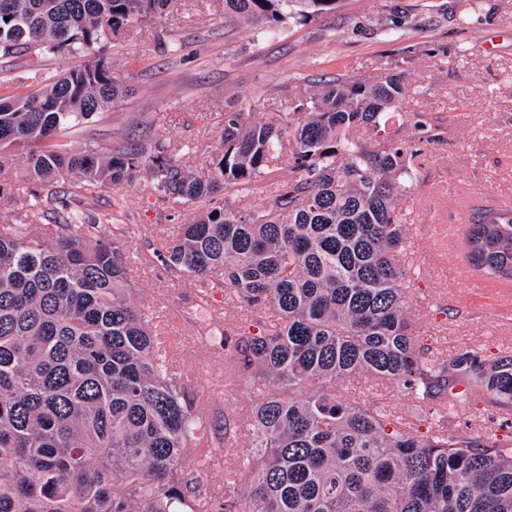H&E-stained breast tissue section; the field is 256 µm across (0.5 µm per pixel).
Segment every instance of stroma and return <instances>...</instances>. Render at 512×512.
Here are the masks:
<instances>
[{
    "label": "stroma",
    "instance_id": "stroma-1",
    "mask_svg": "<svg viewBox=\"0 0 512 512\" xmlns=\"http://www.w3.org/2000/svg\"><path fill=\"white\" fill-rule=\"evenodd\" d=\"M102 55L113 82L132 93L68 130L66 150L171 142L199 177L220 148L225 113L291 128L297 104L339 75L374 82L403 74L410 90L382 119L380 136L410 140L411 112L436 121V138L417 159V182L396 198L408 226L407 288L419 340L448 355L512 349V314L497 308L512 295L496 284L473 287L453 236L473 208L512 205V0H340L336 11L273 35L225 19L222 0H176ZM83 206L105 215L103 234L127 251L140 301L178 345L176 368L223 413L230 378L214 329L249 331L260 316L228 298L203 302L194 277L154 255L207 201L159 203L141 176Z\"/></svg>",
    "mask_w": 512,
    "mask_h": 512
}]
</instances>
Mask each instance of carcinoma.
<instances>
[{
    "label": "carcinoma",
    "mask_w": 512,
    "mask_h": 512,
    "mask_svg": "<svg viewBox=\"0 0 512 512\" xmlns=\"http://www.w3.org/2000/svg\"><path fill=\"white\" fill-rule=\"evenodd\" d=\"M338 0H224V17L272 33L336 10ZM171 0H0V56L39 73L45 55L81 57L167 12ZM10 19H5V14ZM131 89L84 61L0 95V147L26 146L28 179H71L72 197L139 174L168 204L214 202L156 249L273 322L220 333L248 393L246 429L177 372L170 344L137 303L125 252L99 220L59 200L54 224H0V512H512V443L449 422L485 402L512 409V352H424L408 316L407 225L395 197L417 178L428 121L406 146L355 138L407 93L400 74L342 75L289 132L224 113L222 145L201 179L173 144L68 152L53 139ZM287 159L289 177L241 210L244 193ZM465 262L512 285V207L472 216ZM366 378L398 389L416 421L342 395ZM426 429L420 430L419 423ZM242 448L211 490L201 438Z\"/></svg>",
    "instance_id": "cac0c4a2"
}]
</instances>
